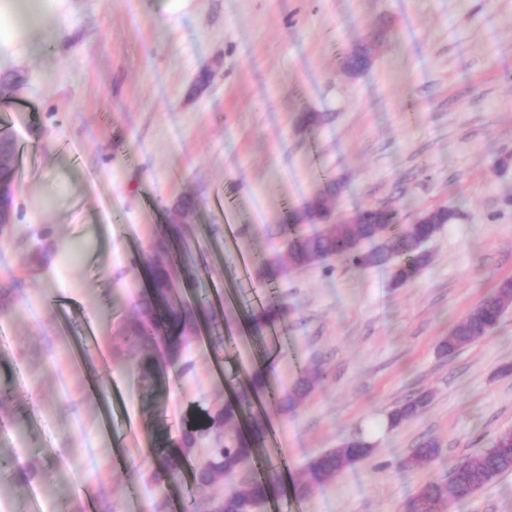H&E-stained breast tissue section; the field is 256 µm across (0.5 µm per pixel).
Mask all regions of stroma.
<instances>
[{"instance_id":"stroma-1","label":"stroma","mask_w":512,"mask_h":512,"mask_svg":"<svg viewBox=\"0 0 512 512\" xmlns=\"http://www.w3.org/2000/svg\"><path fill=\"white\" fill-rule=\"evenodd\" d=\"M40 18V53L14 63L19 91H0V120L21 159L14 224L0 237V448L18 449L43 477L13 482L33 512L64 497L93 512H172L190 477L153 480L158 452L177 453L189 404L217 408L248 378L287 392L304 366L323 381L293 407L258 405L281 454L270 497L288 512H407L419 487L512 429V309L452 356L450 326L512 278V0H67ZM374 41L371 66L340 59ZM328 115L305 129L299 112ZM341 184L336 211L387 205L408 224L447 207L455 219L428 242V264L398 287L387 266L288 262L278 231L324 174ZM196 202L183 230L201 247L174 289L211 278L231 296L186 343L183 370L162 344L141 355L163 368L144 381L109 341L134 317L143 259L178 198ZM287 308L278 341L251 315L265 277ZM95 321L98 345L85 344ZM223 344H216V334ZM115 390L98 396L97 380ZM429 394L391 428L388 413ZM363 431L367 459L306 497L309 462ZM427 438L439 454L407 471ZM94 447L95 467L86 465ZM447 512H512V472Z\"/></svg>"}]
</instances>
